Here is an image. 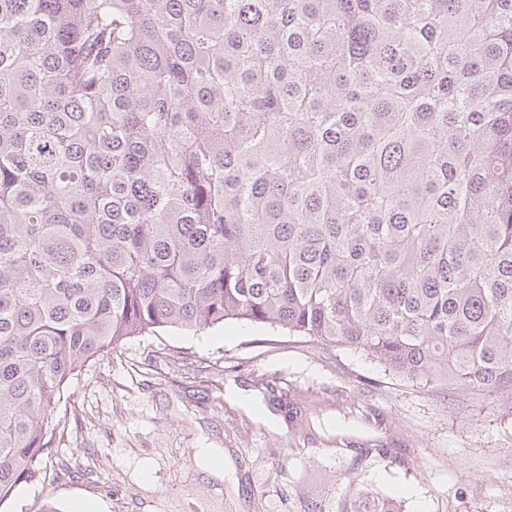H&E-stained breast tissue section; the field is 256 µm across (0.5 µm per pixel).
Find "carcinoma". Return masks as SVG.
I'll use <instances>...</instances> for the list:
<instances>
[{
    "label": "carcinoma",
    "mask_w": 512,
    "mask_h": 512,
    "mask_svg": "<svg viewBox=\"0 0 512 512\" xmlns=\"http://www.w3.org/2000/svg\"><path fill=\"white\" fill-rule=\"evenodd\" d=\"M227 320L512 412V0H0V502L85 363Z\"/></svg>",
    "instance_id": "1"
}]
</instances>
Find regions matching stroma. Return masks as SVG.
Returning <instances> with one entry per match:
<instances>
[{
  "label": "stroma",
  "instance_id": "obj_1",
  "mask_svg": "<svg viewBox=\"0 0 512 512\" xmlns=\"http://www.w3.org/2000/svg\"><path fill=\"white\" fill-rule=\"evenodd\" d=\"M34 478L0 512H342L347 483L403 512H512V415L365 353L232 321L132 337L89 363ZM224 451V478L196 451Z\"/></svg>",
  "mask_w": 512,
  "mask_h": 512
}]
</instances>
